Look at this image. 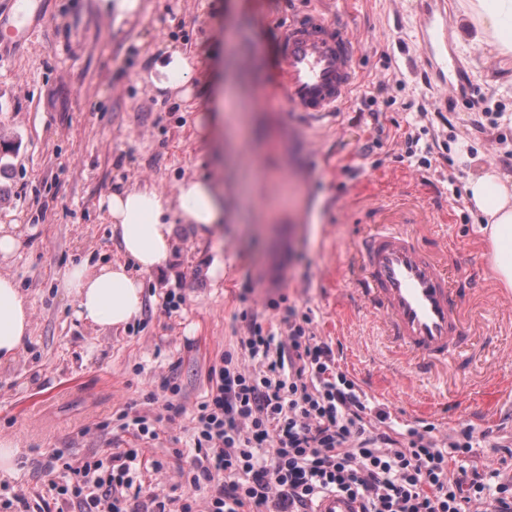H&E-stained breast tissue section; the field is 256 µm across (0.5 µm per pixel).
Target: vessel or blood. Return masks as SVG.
<instances>
[{
  "label": "vessel or blood",
  "instance_id": "1",
  "mask_svg": "<svg viewBox=\"0 0 512 512\" xmlns=\"http://www.w3.org/2000/svg\"><path fill=\"white\" fill-rule=\"evenodd\" d=\"M9 2V14L0 13V48L30 43L35 31L38 7L33 0ZM419 26L428 45L447 42V16L425 10ZM357 66L352 38L317 10L295 12L280 29L274 78L304 116L337 111L349 98ZM359 250L365 296L383 315L386 335L415 358L418 371L468 345L458 291L414 234L383 227L366 236ZM315 512H357V505L347 496L330 493L319 500Z\"/></svg>",
  "mask_w": 512,
  "mask_h": 512
}]
</instances>
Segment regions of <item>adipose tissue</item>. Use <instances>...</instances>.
<instances>
[{"mask_svg":"<svg viewBox=\"0 0 512 512\" xmlns=\"http://www.w3.org/2000/svg\"><path fill=\"white\" fill-rule=\"evenodd\" d=\"M466 27L462 41L488 46L500 56H512V0H464ZM195 75L188 55L170 49L155 63L151 82L161 89L187 85ZM466 200L487 223L491 263L500 284L512 288V176L496 168L470 175ZM181 218L202 236L222 230L224 194L210 180L192 178L178 186ZM112 229L117 232L123 260L73 266L65 279L76 299L75 315L98 329L120 327L143 306L141 276L167 266L172 258L175 225L170 204L152 187H130L112 193L105 202ZM31 334L28 303L14 278L0 273V362L14 359Z\"/></svg>","mask_w":512,"mask_h":512,"instance_id":"ef3b65f1","label":"adipose tissue"}]
</instances>
